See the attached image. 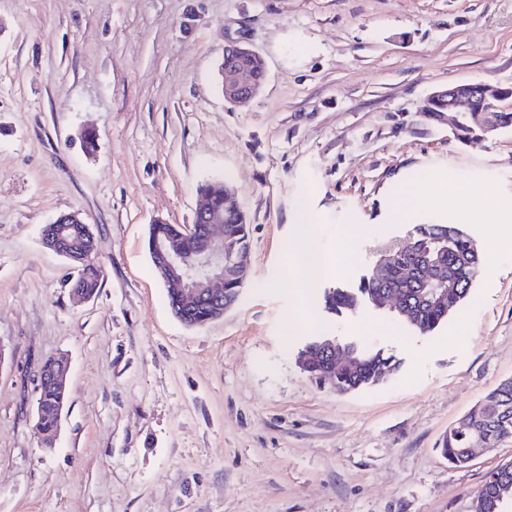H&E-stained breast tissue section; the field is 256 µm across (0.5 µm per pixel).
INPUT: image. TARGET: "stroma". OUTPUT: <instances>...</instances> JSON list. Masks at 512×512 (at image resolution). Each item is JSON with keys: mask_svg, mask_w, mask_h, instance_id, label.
I'll return each instance as SVG.
<instances>
[{"mask_svg": "<svg viewBox=\"0 0 512 512\" xmlns=\"http://www.w3.org/2000/svg\"><path fill=\"white\" fill-rule=\"evenodd\" d=\"M231 41L268 71L242 106L218 76ZM480 81L512 84V0H0V512H472L512 438L463 467L437 445L512 378V250L492 255L498 273L477 278L463 317L426 336L322 297L419 224L458 225L488 251L495 209L393 196L432 174L512 205V129L462 143L421 111L436 88ZM224 178L251 274L223 318L189 328L148 231L192 223L198 185ZM299 207L331 257L360 243L291 333L283 245ZM74 211L104 270L87 301L40 243ZM325 333L400 367L345 394L317 386L297 357ZM61 356L68 402L46 447L39 371Z\"/></svg>", "mask_w": 512, "mask_h": 512, "instance_id": "35a3bbf8", "label": "stroma"}]
</instances>
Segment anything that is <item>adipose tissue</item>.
Instances as JSON below:
<instances>
[{"label": "adipose tissue", "instance_id": "adipose-tissue-1", "mask_svg": "<svg viewBox=\"0 0 512 512\" xmlns=\"http://www.w3.org/2000/svg\"><path fill=\"white\" fill-rule=\"evenodd\" d=\"M412 193L439 207L443 206L445 201H452L459 210L482 206L487 200L485 189H461L433 176L414 182ZM291 222L295 226V231L286 246L287 259L292 274L300 278L299 293L304 296L315 287L318 278L331 266L332 261L319 245L320 228L317 218L311 212L304 208L297 209Z\"/></svg>", "mask_w": 512, "mask_h": 512}]
</instances>
